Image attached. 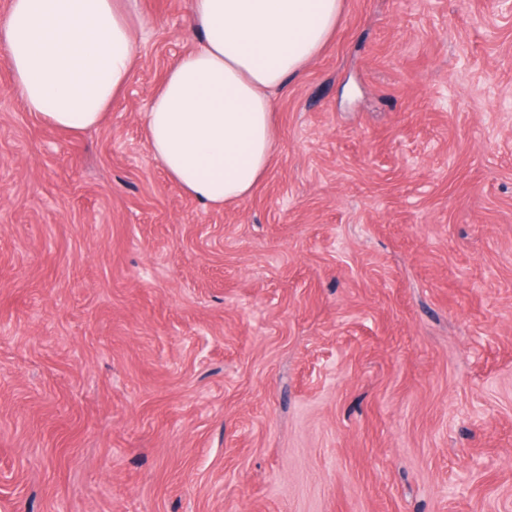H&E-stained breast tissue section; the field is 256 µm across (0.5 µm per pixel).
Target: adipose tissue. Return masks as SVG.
<instances>
[{"label": "adipose tissue", "instance_id": "adipose-tissue-1", "mask_svg": "<svg viewBox=\"0 0 512 512\" xmlns=\"http://www.w3.org/2000/svg\"><path fill=\"white\" fill-rule=\"evenodd\" d=\"M136 0H11L0 22L14 87L57 129L97 127L136 60ZM342 0H188L193 47L154 91L149 149L184 192L221 209L250 196L276 153L272 94L336 28Z\"/></svg>", "mask_w": 512, "mask_h": 512}]
</instances>
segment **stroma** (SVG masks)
Here are the masks:
<instances>
[{"label": "stroma", "mask_w": 512, "mask_h": 512, "mask_svg": "<svg viewBox=\"0 0 512 512\" xmlns=\"http://www.w3.org/2000/svg\"><path fill=\"white\" fill-rule=\"evenodd\" d=\"M137 9L80 134L0 47V512H512V0H344L221 210L141 121L187 0Z\"/></svg>", "instance_id": "1"}]
</instances>
